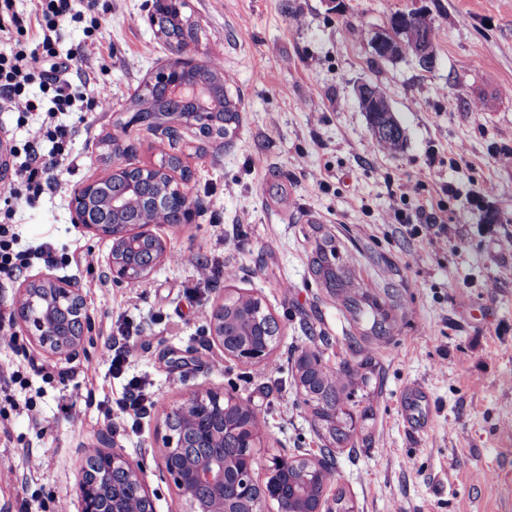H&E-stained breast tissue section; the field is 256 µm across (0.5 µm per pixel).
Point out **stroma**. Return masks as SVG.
Returning a JSON list of instances; mask_svg holds the SVG:
<instances>
[{"mask_svg": "<svg viewBox=\"0 0 512 512\" xmlns=\"http://www.w3.org/2000/svg\"><path fill=\"white\" fill-rule=\"evenodd\" d=\"M198 29L196 59L223 75L242 102V121L229 141L199 144L188 136L182 159L198 201L192 222L159 224L166 259L141 289L105 279L99 261L109 240L75 227L74 188L112 171L113 164L155 165L157 139L130 124L125 107L143 81L170 59L148 22L152 0H99L103 37L87 45L73 81L89 82L109 111L66 115L73 128L60 186L31 204L16 202L23 241L51 242L57 254L88 256L89 264L34 265L0 283V308L43 273L81 283L94 324L80 356L57 361L23 330L0 347V369L19 378L0 392V505L19 512H79L76 484L82 451L105 427V413L126 380L149 383L156 405L138 426L115 428V441L139 461L154 512H183L176 489L161 476L160 433L169 405L196 390L236 391L253 407L262 436L260 460L275 455L315 458L324 444L301 403L295 362L319 349L336 366L354 361L357 329L311 269L316 242L330 238L364 292L398 291L397 325L377 342L374 376L354 395L363 438L336 450L332 488L355 512H512V0H187ZM423 11L434 27L435 62L412 55L388 61L369 37L398 12ZM303 17L301 27L290 23ZM391 91L405 134L396 155L379 151L355 95L360 82ZM497 96L494 111L477 103ZM129 151L114 156L106 143ZM467 159L455 161L458 145ZM419 184L405 204L424 224L455 228L457 245H428L388 216L399 178ZM325 187H318L317 179ZM453 194H445L443 185ZM490 185L482 206L473 192ZM493 225L490 233L482 225ZM424 260L412 261L414 252ZM198 255L212 284L197 288L192 266L173 255ZM236 270L226 278L225 268ZM261 299L280 325L268 359L243 365L225 358L209 332L225 293ZM142 325L145 342L124 375L98 357L123 323ZM96 370L86 387L91 403L72 401L49 370ZM428 396L423 423L402 416L409 388ZM41 465L28 471L24 448Z\"/></svg>", "mask_w": 512, "mask_h": 512, "instance_id": "1", "label": "stroma"}]
</instances>
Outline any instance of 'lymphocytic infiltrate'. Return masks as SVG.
<instances>
[{
    "mask_svg": "<svg viewBox=\"0 0 512 512\" xmlns=\"http://www.w3.org/2000/svg\"><path fill=\"white\" fill-rule=\"evenodd\" d=\"M15 0H0V38L14 41L10 53L0 54V110L18 111V125H27L35 118L39 126L31 141L23 148L12 149V166L16 187L11 198L35 202L54 191V172L64 159L71 141V131L62 120L63 114L94 107L108 109V100L90 96L87 86L76 85L69 77L74 60L83 54L82 47L58 50V29L69 18L89 20L90 31H98L101 23L97 0H84L82 11H74L73 0H36L29 18H22L14 9ZM38 93H31V86ZM50 143L42 151V143ZM13 207L0 208V274L9 275L33 260L54 262L52 244L44 242L19 249ZM154 404L153 394L144 381L130 382L123 397L107 414L110 425L119 426L130 414L147 415Z\"/></svg>",
    "mask_w": 512,
    "mask_h": 512,
    "instance_id": "f902f5d3",
    "label": "lymphocytic infiltrate"
}]
</instances>
